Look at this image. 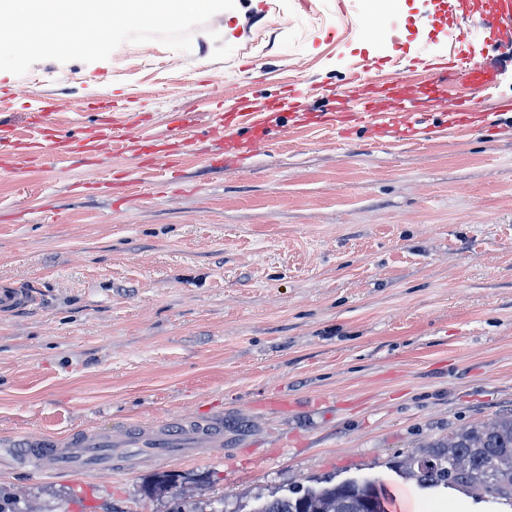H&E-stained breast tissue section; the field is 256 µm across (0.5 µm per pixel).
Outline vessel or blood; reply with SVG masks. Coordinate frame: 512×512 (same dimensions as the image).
<instances>
[{
	"instance_id": "vessel-or-blood-1",
	"label": "vessel or blood",
	"mask_w": 512,
	"mask_h": 512,
	"mask_svg": "<svg viewBox=\"0 0 512 512\" xmlns=\"http://www.w3.org/2000/svg\"><path fill=\"white\" fill-rule=\"evenodd\" d=\"M473 26L489 42L499 41L504 33H512V0H493L490 11L476 16ZM448 54L453 60L454 70L466 71L480 86H489L497 76V66L491 59L462 53L458 45L454 44L449 46ZM56 110V104L50 100L43 101L38 106L37 120L25 137L19 139L15 145L18 155L29 157L41 149L50 135V124ZM386 119V113L377 110L368 101L361 102L356 109L342 111L335 116L337 125L346 130L359 125L379 130L386 127ZM240 121L254 125L255 145L268 146L267 118L250 102L237 103L233 111L225 113L212 126L211 141L229 150L237 148L234 129ZM484 121V113L478 112L471 103H457L453 106L452 127H434L430 133L437 137L447 136L452 130L465 134L471 129L481 127ZM137 124L138 115L134 112L126 113L121 122L109 124L107 132L112 145L125 149L133 146L136 139L132 137L131 130ZM33 302L32 291L23 286L0 289L1 314L17 311ZM146 438L153 441L152 451L155 456L162 457L172 453L192 456L201 447H223L224 420L220 417L208 420L186 417L146 427L128 425L116 432L83 429L74 432L64 448L59 447L56 440L46 437L26 438L12 441L5 452L20 464L29 466L31 475L35 477L49 470L56 473L76 468L116 470L128 467L131 460L128 456L115 452V445H134Z\"/></svg>"
}]
</instances>
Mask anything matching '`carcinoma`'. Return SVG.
Wrapping results in <instances>:
<instances>
[{"mask_svg": "<svg viewBox=\"0 0 512 512\" xmlns=\"http://www.w3.org/2000/svg\"><path fill=\"white\" fill-rule=\"evenodd\" d=\"M396 473L421 489L452 488L476 502L492 500L512 512V412L493 422L473 423L448 433L407 458L394 462ZM148 493L170 498L169 512H205L190 500L179 476L166 474ZM386 486L377 478L334 483L316 480L268 496L259 512H388ZM0 512H34L20 497L0 490Z\"/></svg>", "mask_w": 512, "mask_h": 512, "instance_id": "1", "label": "carcinoma"}]
</instances>
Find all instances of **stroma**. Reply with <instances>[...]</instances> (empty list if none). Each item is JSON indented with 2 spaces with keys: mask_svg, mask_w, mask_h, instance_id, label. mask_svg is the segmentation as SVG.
<instances>
[{
  "mask_svg": "<svg viewBox=\"0 0 512 512\" xmlns=\"http://www.w3.org/2000/svg\"><path fill=\"white\" fill-rule=\"evenodd\" d=\"M491 0H236L192 50L120 45L0 84V285L36 305L0 314V438L66 440L223 417L224 445L109 474L47 477L0 459V487L46 512H167L178 474L226 512L321 477L379 478L391 512H495L397 478L390 462L512 410V65L488 90L410 68ZM370 69L351 80L353 63ZM301 117L280 116L286 87ZM95 139L98 100L140 113L157 153L23 160L13 135L40 99ZM387 130L337 133L364 98ZM267 110L271 147L217 166L218 101ZM472 99L490 128L405 137L410 110Z\"/></svg>",
  "mask_w": 512,
  "mask_h": 512,
  "instance_id": "stroma-1",
  "label": "stroma"
}]
</instances>
